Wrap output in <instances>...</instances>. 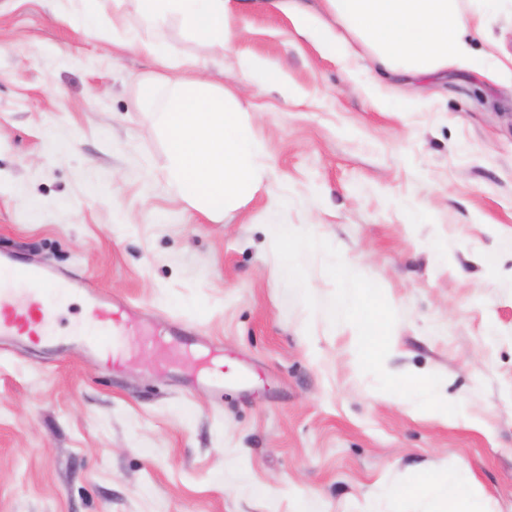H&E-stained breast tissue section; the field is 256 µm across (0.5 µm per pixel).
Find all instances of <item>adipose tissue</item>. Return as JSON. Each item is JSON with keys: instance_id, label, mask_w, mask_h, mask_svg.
<instances>
[{"instance_id": "adipose-tissue-1", "label": "adipose tissue", "mask_w": 512, "mask_h": 512, "mask_svg": "<svg viewBox=\"0 0 512 512\" xmlns=\"http://www.w3.org/2000/svg\"><path fill=\"white\" fill-rule=\"evenodd\" d=\"M485 0H326L337 25L369 44L375 61L389 69L402 68L429 75L457 65L485 73L495 80L512 79V55L498 57L494 51L475 52L470 45L472 26L481 22ZM144 21L151 25L176 18L189 31L225 49L235 32L231 0H139ZM339 291L324 305L321 316L335 323L347 316L356 333L360 365L375 371L380 367L385 337L377 328H366L357 313L363 301L355 283L356 264L340 265ZM402 400L419 411L440 418L455 410L438 389L436 381L415 379ZM415 492L435 500L441 512H484L476 488L460 470L421 478Z\"/></svg>"}]
</instances>
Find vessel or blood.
Segmentation results:
<instances>
[{
    "label": "vessel or blood",
    "mask_w": 512,
    "mask_h": 512,
    "mask_svg": "<svg viewBox=\"0 0 512 512\" xmlns=\"http://www.w3.org/2000/svg\"><path fill=\"white\" fill-rule=\"evenodd\" d=\"M0 264L10 277L9 283L0 282V340L55 351L78 344L115 371L144 350L154 352L163 365L183 359L197 362L205 381L224 370L223 343L189 335L182 322H171L160 332L129 304L113 302L84 280L57 279L53 270L24 267L7 254H0ZM75 294L84 298L85 319L73 334L57 336L50 320L51 301Z\"/></svg>",
    "instance_id": "b4317fda"
}]
</instances>
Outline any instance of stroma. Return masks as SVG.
Segmentation results:
<instances>
[{
	"mask_svg": "<svg viewBox=\"0 0 512 512\" xmlns=\"http://www.w3.org/2000/svg\"><path fill=\"white\" fill-rule=\"evenodd\" d=\"M234 7L220 54L178 20L146 26L136 0H0V252L223 340L230 378L219 397L150 353L115 375L77 350L0 346V512H432L388 487L457 468L485 512H512V82L384 72L347 33L327 54L324 0ZM131 34L162 58L123 48ZM242 52L283 87L241 78ZM141 77L234 94L265 189L217 218L181 202ZM273 222L319 248L289 266ZM330 252L360 266L363 320L390 308L384 380L349 322L319 314ZM418 376L465 417L405 407Z\"/></svg>",
	"mask_w": 512,
	"mask_h": 512,
	"instance_id": "1",
	"label": "stroma"
}]
</instances>
